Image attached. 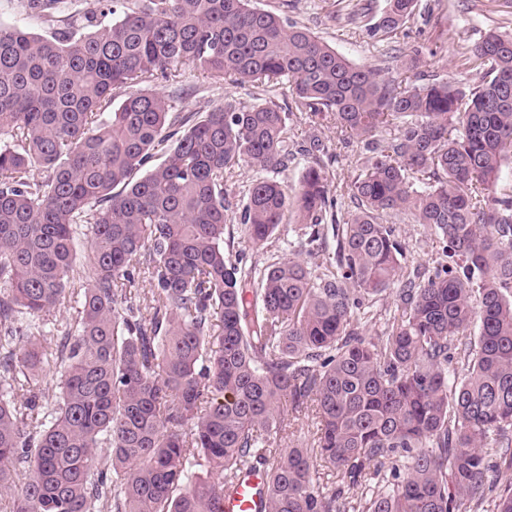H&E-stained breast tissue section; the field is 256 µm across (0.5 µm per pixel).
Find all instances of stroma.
I'll use <instances>...</instances> for the list:
<instances>
[{"mask_svg": "<svg viewBox=\"0 0 512 512\" xmlns=\"http://www.w3.org/2000/svg\"><path fill=\"white\" fill-rule=\"evenodd\" d=\"M349 0H252L253 7L284 14L290 21L307 27L311 32L353 64L383 69L398 74L401 64L412 55H419L421 72L429 79H455L473 83L474 78L463 63L461 54L476 43L488 30L512 34V4L506 0H417L413 16L383 39L370 37L384 15L387 0H358L365 5V17L350 22L346 15ZM261 89L231 81L213 82L203 75L188 77L185 90L174 101L180 112H206L233 100L252 106L262 98ZM281 106L289 111L288 141L300 145L311 136H319L324 146L321 156L330 176L331 193L338 199L339 215L354 210L347 187L363 168L368 154L360 138L343 141L335 119L311 122L297 112L291 99L284 98ZM256 171L241 168L236 183L226 184L229 202L227 223L234 239L226 254L229 259L264 263L265 255L256 253L245 241L239 223L242 208L241 189L255 179ZM389 224L405 246L402 264L406 270L433 267L442 257V243L434 230L413 223L400 213L389 217Z\"/></svg>", "mask_w": 512, "mask_h": 512, "instance_id": "35a3bbf8", "label": "stroma"}]
</instances>
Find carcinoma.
<instances>
[{"label": "carcinoma", "mask_w": 512, "mask_h": 512, "mask_svg": "<svg viewBox=\"0 0 512 512\" xmlns=\"http://www.w3.org/2000/svg\"><path fill=\"white\" fill-rule=\"evenodd\" d=\"M18 2L64 27L0 21V494L14 512H222L258 464L269 512H350L321 467L352 487L389 469L359 512L478 509L495 459L512 470V198L491 192L512 152V36L468 49L465 90L356 66L250 0H121L110 23L113 0ZM415 2L388 0L374 31ZM181 70L285 81L297 111L351 136L393 128L348 186L356 210L325 228L322 143L290 149L275 98L183 113L139 88ZM297 152L314 160L290 190L274 175ZM243 165L269 173L239 217L262 266L224 250V183ZM402 211L448 262L405 273L383 223ZM290 216L321 274L275 256ZM77 278L80 316L59 323ZM396 284L391 325L364 336L355 311ZM51 365L54 397L33 386ZM308 417L302 440L291 428Z\"/></svg>", "instance_id": "carcinoma-1"}]
</instances>
